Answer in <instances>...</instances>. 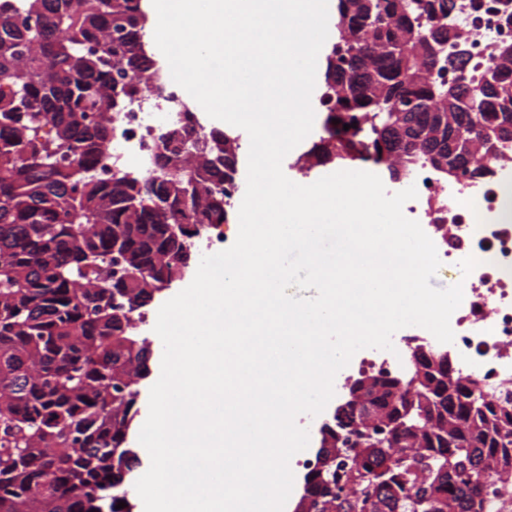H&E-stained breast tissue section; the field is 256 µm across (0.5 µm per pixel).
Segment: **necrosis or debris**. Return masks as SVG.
Here are the masks:
<instances>
[{
  "label": "necrosis or debris",
  "instance_id": "1",
  "mask_svg": "<svg viewBox=\"0 0 512 512\" xmlns=\"http://www.w3.org/2000/svg\"><path fill=\"white\" fill-rule=\"evenodd\" d=\"M462 19L458 50L464 72L482 75L498 43H512V0H455ZM183 89L164 75L150 98L112 115L114 131L96 172L101 180L115 175L152 172L158 161V137L166 128L191 124L197 134L212 129L203 112L176 110ZM417 188L403 213L420 223L446 267L466 264L468 287L450 319L456 376L480 387L512 388V164L493 167L482 179L469 175L446 180L426 166L410 179Z\"/></svg>",
  "mask_w": 512,
  "mask_h": 512
}]
</instances>
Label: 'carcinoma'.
<instances>
[{
    "label": "carcinoma",
    "mask_w": 512,
    "mask_h": 512,
    "mask_svg": "<svg viewBox=\"0 0 512 512\" xmlns=\"http://www.w3.org/2000/svg\"><path fill=\"white\" fill-rule=\"evenodd\" d=\"M25 19L0 14V512H132L137 462L132 426L150 342L134 315L172 284L180 257L169 224H226L238 181L240 137L213 128L198 148L185 129L159 136L162 170L147 177L90 174L109 145L104 103L124 111L151 92L144 0H20ZM454 0H336V34L314 99L325 113L306 154L372 163L404 183L442 161L476 178L512 153V51L496 48L480 79L449 82L460 38ZM339 123H333V120ZM356 127L343 129L345 124ZM224 156L223 170L214 159ZM124 265L151 272L105 275L112 247ZM440 387L413 356L396 374L413 417L380 448L304 475L307 512H490L512 482V391L487 397L456 379ZM369 424L331 415L319 432L358 438L393 423L375 372Z\"/></svg>",
    "instance_id": "1"
}]
</instances>
